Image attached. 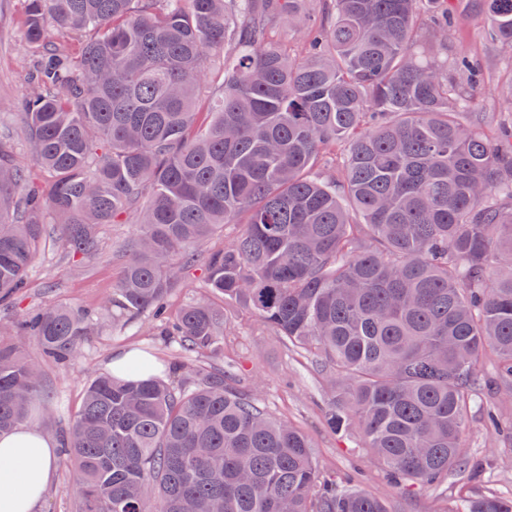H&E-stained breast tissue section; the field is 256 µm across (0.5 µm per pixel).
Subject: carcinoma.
I'll use <instances>...</instances> for the list:
<instances>
[{"label":"carcinoma","mask_w":512,"mask_h":512,"mask_svg":"<svg viewBox=\"0 0 512 512\" xmlns=\"http://www.w3.org/2000/svg\"><path fill=\"white\" fill-rule=\"evenodd\" d=\"M25 3L41 49L25 142L52 181L29 187L0 146V303L26 287L50 215L86 256L101 225H137L104 305L130 322L161 320L193 248L241 224L207 287L325 360L328 427L356 424L408 493L480 471L468 411L512 392V133L473 119L479 69L448 56L452 0ZM466 20L512 50V0H470ZM214 70L223 94L203 106ZM92 326L49 305L16 333L67 362ZM166 335L216 356L224 309L191 302ZM140 367L90 379L64 435L80 512H388L321 476L306 435L224 370L186 388ZM41 396L39 367L0 336V435ZM459 512H512V497Z\"/></svg>","instance_id":"1"}]
</instances>
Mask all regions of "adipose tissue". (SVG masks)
<instances>
[{"label": "adipose tissue", "mask_w": 512, "mask_h": 512, "mask_svg": "<svg viewBox=\"0 0 512 512\" xmlns=\"http://www.w3.org/2000/svg\"><path fill=\"white\" fill-rule=\"evenodd\" d=\"M58 453L37 427L0 438V512H39Z\"/></svg>", "instance_id": "obj_1"}]
</instances>
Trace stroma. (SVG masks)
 Listing matches in <instances>:
<instances>
[{"label": "stroma", "instance_id": "stroma-1", "mask_svg": "<svg viewBox=\"0 0 512 512\" xmlns=\"http://www.w3.org/2000/svg\"><path fill=\"white\" fill-rule=\"evenodd\" d=\"M24 10V0H0V143L8 148L13 162L30 173L34 167L25 146L23 112L34 51L22 33ZM485 32L483 25L465 23L459 32L449 34L448 49L454 55L467 54L479 60L487 80L478 109L500 112L502 121L510 122L512 112L500 110L496 83L499 76L512 71V59L493 51ZM237 231V226H229L224 235L196 246L195 262L182 270L180 286L169 298L172 310L206 295V259L223 247L225 236ZM136 232L132 223L103 225V249L87 257L74 253L58 226L49 225L46 246L28 274L26 293L11 305H0V330H12L20 316L49 304L102 309L121 275L126 245ZM226 315L224 354L208 358V365L224 369L239 390L260 388L269 413L296 425L311 439L312 455L322 472L335 474L347 487L382 499L389 512H447L465 493L512 496V441L494 437L485 401H478L472 409L465 444L469 458L486 461V470L477 476L467 470L455 472L444 483L422 486L408 495L363 448L357 428L340 434L327 428L324 414L334 390L314 359L289 347L249 311L231 305ZM19 343L25 355L40 366L47 393L46 403L33 407L28 422L55 439L72 423L90 377L105 373L112 355L146 352L164 372L181 358L177 344L161 336L150 320L131 324L118 316L104 318L85 338L79 354L64 364L46 360L32 337H21ZM77 504L74 472L56 467L41 512H76Z\"/></svg>", "mask_w": 512, "mask_h": 512}]
</instances>
